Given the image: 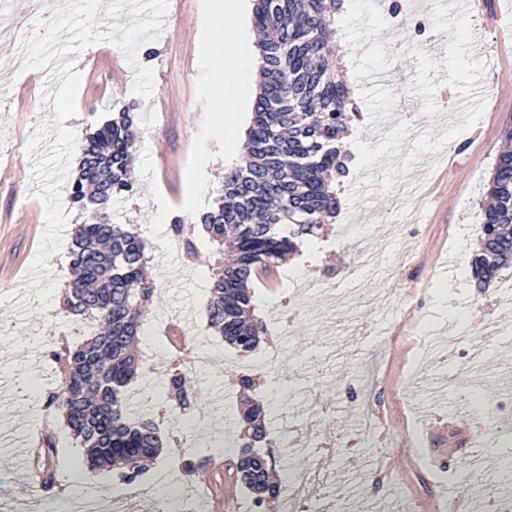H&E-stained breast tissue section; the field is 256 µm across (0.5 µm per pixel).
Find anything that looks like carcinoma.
<instances>
[{"instance_id": "obj_1", "label": "carcinoma", "mask_w": 512, "mask_h": 512, "mask_svg": "<svg viewBox=\"0 0 512 512\" xmlns=\"http://www.w3.org/2000/svg\"><path fill=\"white\" fill-rule=\"evenodd\" d=\"M254 2L260 83L242 164L224 175L214 207L201 216L202 231L220 255L229 256L209 291V327L241 355L253 352L267 333L254 315L250 282L277 270L285 255L336 217V176L348 173L341 161L342 134L358 116L336 77L331 49L340 0ZM137 139L123 114L90 134L83 149L70 198L93 213L74 231L66 306L105 329L77 347L52 351L60 389L48 402L86 448L89 466H110L128 485L162 448L152 418L131 416L127 393L138 366L134 346L154 291L144 276L146 245L133 228L112 224L107 215L112 196L133 188ZM487 196L479 215L481 248L471 259L472 277L481 288L497 283L512 259V148L497 154ZM170 232L182 242L185 258L198 261L200 251L184 225L177 221ZM186 380L177 368L166 381L167 399L183 411L195 403ZM238 387L246 408L235 482L264 509L280 493V485L269 479L267 455L258 448L266 436L265 402L253 395L251 376H240ZM39 448L43 482L51 488L57 479L56 439L42 436Z\"/></svg>"}]
</instances>
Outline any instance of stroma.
Instances as JSON below:
<instances>
[{"label":"stroma","instance_id":"obj_1","mask_svg":"<svg viewBox=\"0 0 512 512\" xmlns=\"http://www.w3.org/2000/svg\"><path fill=\"white\" fill-rule=\"evenodd\" d=\"M49 2L48 17L22 21L11 0H0V30L27 31L20 41L0 42V89L7 91L0 96V396L14 411L0 425V498L35 505L21 463L38 433L59 442L48 497L101 487L108 502L120 483L110 468L81 464L72 431L47 401L59 388L51 350L99 331L64 307L72 235L84 220L70 189L87 135L126 112L139 132L133 189L113 197L109 218L134 225L147 245L154 297L144 319L154 347L141 353L130 394L165 441L143 478L149 489L138 508L156 512L173 484L192 495L223 489L225 472L206 450L219 430L241 427V401L225 403L224 392L247 373L269 412L286 414L291 428L319 432L316 444L294 438L269 449L278 476L321 466L309 501L336 498L343 512H430L443 489L454 487L457 512H487L500 490L496 462L512 450L500 423L512 411V308L499 306L497 289L476 286L469 261L500 133L512 122V38L497 27L512 21V0H479L455 22L438 20L428 53L415 49L409 30L374 15L368 0H344L333 47L339 74L355 78V125L369 151L340 180V208L320 250L302 267L285 260L275 279L253 282L256 316L266 321L280 309L286 328H269L244 356L208 325L215 247L184 208L194 194L210 208L225 172L241 161L239 147H225L223 118L211 105L208 0H154L167 17L161 34L140 11L101 0ZM63 57L80 72L68 132L57 129L55 116ZM376 70L407 82L368 87ZM178 219L198 243L196 263L168 232ZM352 221L359 237L381 238L374 262L360 259L357 244H339L342 225ZM27 333L34 343L22 357L12 339ZM274 347L279 361L271 370L260 355ZM200 350L212 357L204 371L194 364ZM178 368L197 395L196 409L210 413L181 448L169 437L183 416L160 392ZM20 375L44 381L22 404L13 395ZM365 405L377 421L370 447L355 429ZM460 407L473 416L482 458L464 482L444 457L421 456L424 443L448 445L444 433L426 438L423 411L448 417Z\"/></svg>","mask_w":512,"mask_h":512}]
</instances>
